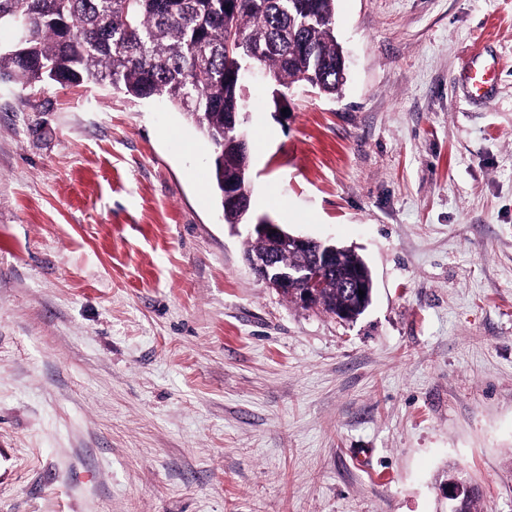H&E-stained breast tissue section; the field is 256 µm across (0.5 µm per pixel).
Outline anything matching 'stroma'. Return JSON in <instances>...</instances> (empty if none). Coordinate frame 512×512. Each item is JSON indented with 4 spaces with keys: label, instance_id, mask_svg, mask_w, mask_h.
<instances>
[{
    "label": "stroma",
    "instance_id": "35a3bbf8",
    "mask_svg": "<svg viewBox=\"0 0 512 512\" xmlns=\"http://www.w3.org/2000/svg\"><path fill=\"white\" fill-rule=\"evenodd\" d=\"M334 32L339 95L246 85L249 186L364 258L352 323L257 281L165 98L0 83V512H512V0ZM465 86L476 97H486L492 86L493 68H488L483 62L474 60L465 69L463 75Z\"/></svg>",
    "mask_w": 512,
    "mask_h": 512
}]
</instances>
